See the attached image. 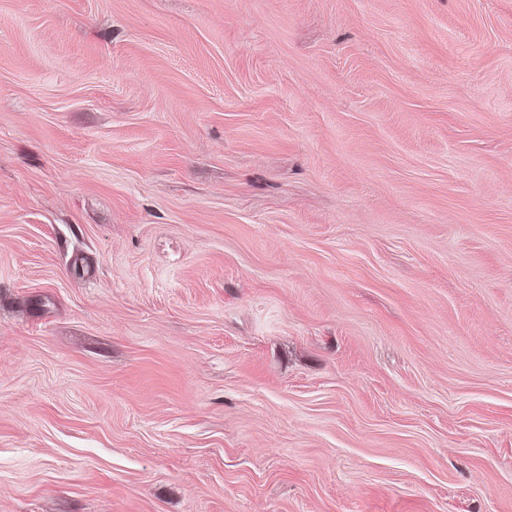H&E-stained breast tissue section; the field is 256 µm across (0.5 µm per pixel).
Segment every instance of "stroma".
<instances>
[{
    "label": "stroma",
    "mask_w": 512,
    "mask_h": 512,
    "mask_svg": "<svg viewBox=\"0 0 512 512\" xmlns=\"http://www.w3.org/2000/svg\"><path fill=\"white\" fill-rule=\"evenodd\" d=\"M0 512H512V0H0Z\"/></svg>",
    "instance_id": "stroma-1"
}]
</instances>
